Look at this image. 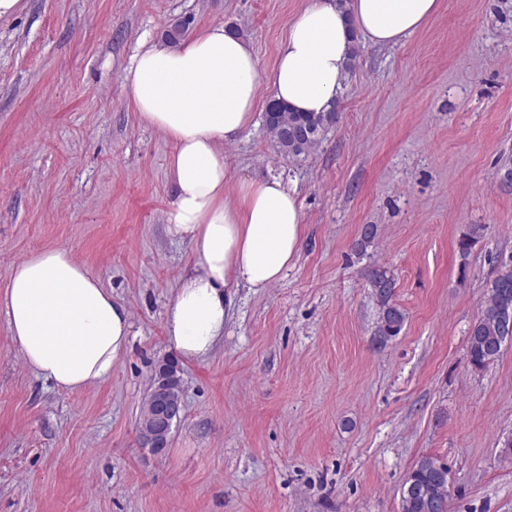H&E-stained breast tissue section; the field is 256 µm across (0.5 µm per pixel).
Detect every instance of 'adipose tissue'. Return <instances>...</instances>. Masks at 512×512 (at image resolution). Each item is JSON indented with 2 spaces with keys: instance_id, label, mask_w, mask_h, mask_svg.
Here are the masks:
<instances>
[{
  "instance_id": "obj_1",
  "label": "adipose tissue",
  "mask_w": 512,
  "mask_h": 512,
  "mask_svg": "<svg viewBox=\"0 0 512 512\" xmlns=\"http://www.w3.org/2000/svg\"><path fill=\"white\" fill-rule=\"evenodd\" d=\"M439 0H310L291 21L274 68L260 74L251 46L223 24L202 27L178 46L143 41L125 69L140 121L174 150L167 229L188 240L191 259L166 309V341L202 361L224 340L231 285L258 291L279 282L304 233L294 188L244 180L224 200L223 146L255 124L257 89L297 112L329 111L354 37L379 47L402 43ZM0 318L26 366L67 391L102 382L130 344V313L65 247L38 249L0 285Z\"/></svg>"
}]
</instances>
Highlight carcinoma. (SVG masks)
Instances as JSON below:
<instances>
[{
    "instance_id": "obj_1",
    "label": "carcinoma",
    "mask_w": 512,
    "mask_h": 512,
    "mask_svg": "<svg viewBox=\"0 0 512 512\" xmlns=\"http://www.w3.org/2000/svg\"><path fill=\"white\" fill-rule=\"evenodd\" d=\"M339 113L331 110L315 115L297 112L272 102L265 112V126L280 152L288 157L307 153L319 140L326 128L337 122ZM485 228L481 224L470 226L458 241L461 255L465 256L482 238ZM379 304L377 335L390 338L400 334L406 322L405 311L392 302L394 283L385 270H376L372 276ZM512 309V269L499 274L491 283L484 307L469 329L468 355L471 366L482 370L496 361L502 343L500 311ZM425 486L436 491L440 500L448 499V466L433 456L420 458L408 472L402 487L401 512H426L414 487Z\"/></svg>"
}]
</instances>
